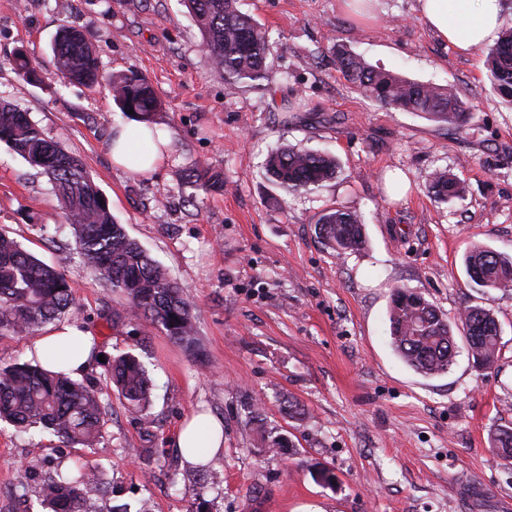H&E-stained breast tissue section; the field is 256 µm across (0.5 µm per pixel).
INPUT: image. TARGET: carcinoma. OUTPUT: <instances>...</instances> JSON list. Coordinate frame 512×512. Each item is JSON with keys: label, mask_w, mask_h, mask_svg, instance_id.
<instances>
[{"label": "carcinoma", "mask_w": 512, "mask_h": 512, "mask_svg": "<svg viewBox=\"0 0 512 512\" xmlns=\"http://www.w3.org/2000/svg\"><path fill=\"white\" fill-rule=\"evenodd\" d=\"M198 27L214 69L230 86L266 92L275 73L269 63L267 31L241 13L237 0H183ZM56 74L63 83L94 86L105 78L96 49L75 28L62 27L52 46ZM336 68L366 98L388 108L417 112L456 129L469 117L458 93L447 87L411 80L374 67L344 49L333 51ZM19 77L31 80L36 69L26 53L14 56ZM486 75L502 101L512 106V29L501 32L488 50ZM116 107L128 118L151 127L161 105L149 80L135 71L107 76ZM134 113H129V110ZM0 141L40 169L52 183L66 220L73 227L79 253L99 274L104 286L125 297V315L142 319L165 331L187 351L200 350L193 324V306L181 287L155 263L117 223L108 203L83 164L47 139L29 113L0 101ZM265 172L285 193L311 191L338 172L336 157L291 146L271 152ZM191 182L204 181L211 190L224 188L217 176L192 169ZM428 191L441 201L464 197L462 182L445 171L432 174ZM325 246L342 255L367 244L358 216L343 208L324 211L316 221ZM474 270L469 286L480 290L512 287V256L476 246L464 257ZM76 308L64 272L49 266L0 233V336L29 333L58 320ZM388 320L391 345L400 359L417 373L435 377L448 372L456 356L455 331L467 334L470 322L483 323L482 332L466 342L477 369L492 366L499 354V328L491 310L469 306L451 321L422 294L405 287L393 289ZM106 377L117 390L124 409L145 420L151 405V381L144 363L125 353L112 360ZM106 407L90 380H74L39 363L16 362L0 368V421L28 431L47 430L68 446L93 448L103 438ZM492 448L512 459V427L490 431ZM37 494L48 512H127L108 505L96 471L57 473L40 480Z\"/></svg>", "instance_id": "cac0c4a2"}]
</instances>
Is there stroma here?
Masks as SVG:
<instances>
[{"mask_svg": "<svg viewBox=\"0 0 512 512\" xmlns=\"http://www.w3.org/2000/svg\"><path fill=\"white\" fill-rule=\"evenodd\" d=\"M269 31L270 60L287 81L272 93L231 89L212 68L181 0H0V99L28 112L45 137L76 156L115 220L166 268L192 302L201 355L164 331L113 318L123 299L80 255L47 176L0 143V232L62 265L77 298L67 321L91 331L103 379L141 337L152 380L148 422L104 389L112 410L96 448L69 447L37 429L0 424V512H43L36 477L97 467L111 503L138 512H508L512 459L489 431L512 426V288L468 285L464 256L479 244L512 255V108L485 76V50L463 54L425 24L418 0H240ZM79 29L104 73L135 70L164 107L167 161L147 176L117 167L112 132L126 119L107 83L55 76L61 26ZM426 84L449 85L471 117L460 129L365 98L337 70L334 46ZM24 51L39 78L22 80ZM283 144L334 154L335 179L284 194L264 164ZM221 174L220 191L188 183L192 168ZM458 176L464 199L427 189L436 170ZM361 215L367 245L336 255L316 228L322 211ZM421 292L456 317L490 309L497 361L474 367L466 345L448 372L425 378L394 352L393 288ZM306 410L294 420L287 399ZM224 423V450L193 486L174 444L200 410ZM260 411L266 431L248 423ZM284 442L268 448V437ZM328 471L331 481L319 474Z\"/></svg>", "mask_w": 512, "mask_h": 512, "instance_id": "obj_1", "label": "stroma"}]
</instances>
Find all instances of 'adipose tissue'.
Returning a JSON list of instances; mask_svg holds the SVG:
<instances>
[{
	"mask_svg": "<svg viewBox=\"0 0 512 512\" xmlns=\"http://www.w3.org/2000/svg\"><path fill=\"white\" fill-rule=\"evenodd\" d=\"M421 14L430 28L444 41L462 53L493 41L501 28L500 0H419ZM145 124L133 122L120 128L112 140V160L134 174L155 171L165 160V152L152 150L145 154L135 150L139 140L147 138ZM92 338L75 326L60 325L41 336L34 344L39 360L50 362L63 356V367L71 375H79L90 358ZM206 433H198L195 423L185 424L176 434V444L186 462L206 463L221 454L224 428L216 419H208Z\"/></svg>",
	"mask_w": 512,
	"mask_h": 512,
	"instance_id": "1",
	"label": "adipose tissue"
}]
</instances>
